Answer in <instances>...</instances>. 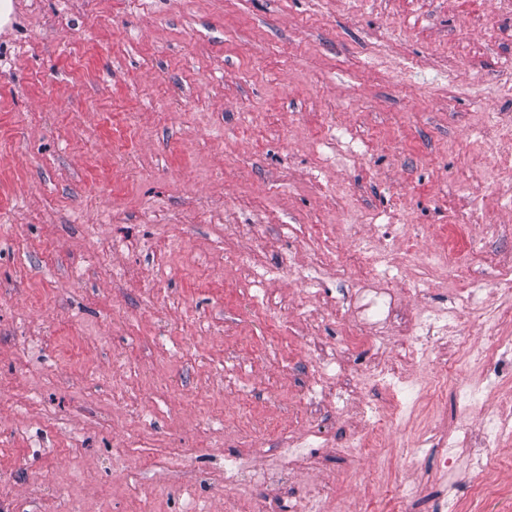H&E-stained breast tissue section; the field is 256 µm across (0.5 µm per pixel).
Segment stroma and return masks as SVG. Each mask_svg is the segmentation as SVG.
<instances>
[{"instance_id":"35a3bbf8","label":"stroma","mask_w":512,"mask_h":512,"mask_svg":"<svg viewBox=\"0 0 512 512\" xmlns=\"http://www.w3.org/2000/svg\"><path fill=\"white\" fill-rule=\"evenodd\" d=\"M505 157L512 0H18L0 24V512H255L248 481L225 494L226 460L271 468L304 438L289 498L369 512L419 480L403 512H431L440 453L402 460L399 437L476 422L431 384L481 369L407 360L394 328L339 377L318 353L367 279L403 319L475 284L512 302ZM375 356L417 388L368 454L343 445L362 406L406 401Z\"/></svg>"}]
</instances>
